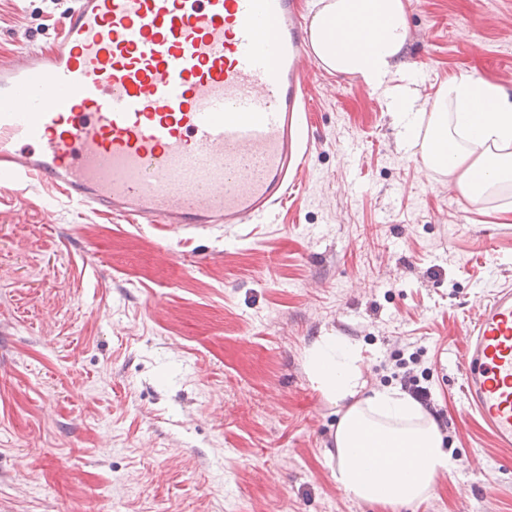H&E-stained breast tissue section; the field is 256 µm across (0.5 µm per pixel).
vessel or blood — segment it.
I'll use <instances>...</instances> for the list:
<instances>
[{
	"label": "vessel or blood",
	"mask_w": 512,
	"mask_h": 512,
	"mask_svg": "<svg viewBox=\"0 0 512 512\" xmlns=\"http://www.w3.org/2000/svg\"><path fill=\"white\" fill-rule=\"evenodd\" d=\"M298 0H71L58 46L0 64V184L171 233L298 192L313 60ZM466 403L512 446V287L467 330Z\"/></svg>",
	"instance_id": "1"
}]
</instances>
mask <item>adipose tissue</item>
<instances>
[{
  "instance_id": "1",
  "label": "adipose tissue",
  "mask_w": 512,
  "mask_h": 512,
  "mask_svg": "<svg viewBox=\"0 0 512 512\" xmlns=\"http://www.w3.org/2000/svg\"><path fill=\"white\" fill-rule=\"evenodd\" d=\"M311 43L325 68L388 89L408 40L407 0H318L310 21ZM393 110L418 142L423 162L447 174L466 201L477 204L512 187V93L478 72L452 78L429 108L428 123L407 97ZM360 352L345 338L320 337L306 368L317 389L346 410L334 432L339 463L333 473L352 496L368 502L411 503L453 462L438 426L409 397L394 389L362 396ZM411 450L403 467L389 450Z\"/></svg>"
}]
</instances>
